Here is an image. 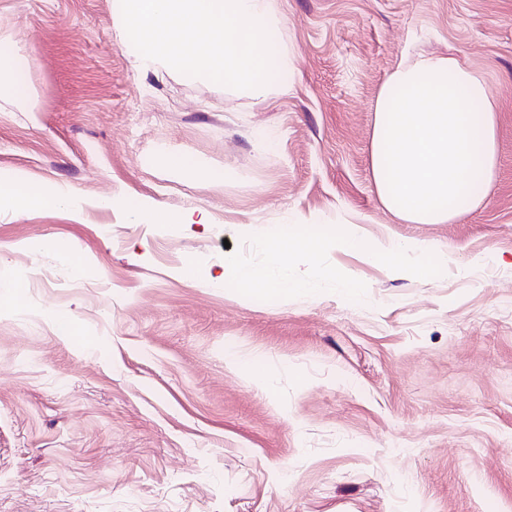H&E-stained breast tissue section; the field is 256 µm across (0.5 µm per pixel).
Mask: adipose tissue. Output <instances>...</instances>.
I'll use <instances>...</instances> for the list:
<instances>
[{
    "mask_svg": "<svg viewBox=\"0 0 512 512\" xmlns=\"http://www.w3.org/2000/svg\"><path fill=\"white\" fill-rule=\"evenodd\" d=\"M25 56L0 48V88L35 111ZM497 104L485 78L451 57L396 70L375 108L370 165L385 208L410 224H447L484 201L497 166Z\"/></svg>",
    "mask_w": 512,
    "mask_h": 512,
    "instance_id": "adipose-tissue-1",
    "label": "adipose tissue"
}]
</instances>
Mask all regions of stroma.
<instances>
[{
    "label": "stroma",
    "mask_w": 512,
    "mask_h": 512,
    "mask_svg": "<svg viewBox=\"0 0 512 512\" xmlns=\"http://www.w3.org/2000/svg\"><path fill=\"white\" fill-rule=\"evenodd\" d=\"M276 5L293 88L262 98L137 72L112 0H0L38 97L0 90V177L47 196L0 209V512H512V0ZM433 55L485 77L497 174L453 223L407 224L372 181L375 105ZM290 223L448 266L422 280L334 246L358 303L213 284ZM129 209L134 212L136 217L152 216L157 221L165 224H208V218L203 212H200L197 219H194L193 214L168 215L160 211L148 210L138 202H131Z\"/></svg>",
    "instance_id": "stroma-1"
}]
</instances>
